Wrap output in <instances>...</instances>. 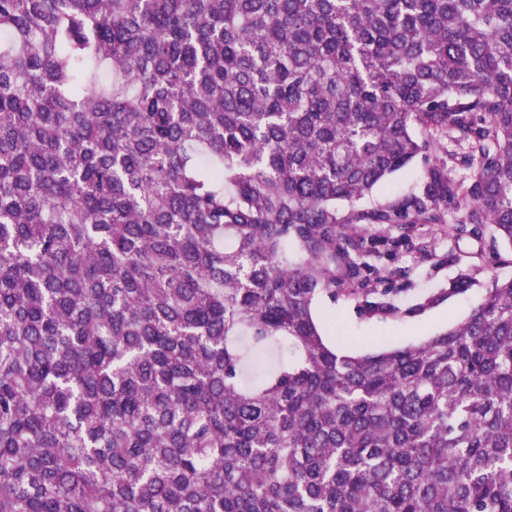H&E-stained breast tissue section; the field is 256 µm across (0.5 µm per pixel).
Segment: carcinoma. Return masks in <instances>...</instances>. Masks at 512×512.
Listing matches in <instances>:
<instances>
[{"mask_svg":"<svg viewBox=\"0 0 512 512\" xmlns=\"http://www.w3.org/2000/svg\"><path fill=\"white\" fill-rule=\"evenodd\" d=\"M363 221L512 246V0H0V512H512V278L339 354ZM444 156L440 147L432 150L427 163L418 157L404 169L394 173L387 180L378 184L362 200L355 204L357 210H370L398 201L412 192L418 191L423 183L429 166Z\"/></svg>","mask_w":512,"mask_h":512,"instance_id":"obj_1","label":"carcinoma"}]
</instances>
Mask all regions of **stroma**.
I'll list each match as a JSON object with an SVG mask.
<instances>
[{"label":"stroma","mask_w":512,"mask_h":512,"mask_svg":"<svg viewBox=\"0 0 512 512\" xmlns=\"http://www.w3.org/2000/svg\"><path fill=\"white\" fill-rule=\"evenodd\" d=\"M443 155L437 148L429 158H416L374 187L355 207L378 208L418 191L429 162ZM357 231L366 246L379 250L376 266L392 276L388 301L393 311L385 316L373 314L369 296L362 293L337 296L335 305L327 309L331 316L328 340L340 351L364 353L420 343L466 317L481 301L492 277H512V248L494 242L490 228L479 237L466 231L451 238L443 225L419 224L408 234L407 246L391 252L384 242L403 234L399 226L361 223ZM461 275L469 279L467 290L445 294L449 281ZM436 292L441 295L437 304L418 309L421 299Z\"/></svg>","instance_id":"1"}]
</instances>
